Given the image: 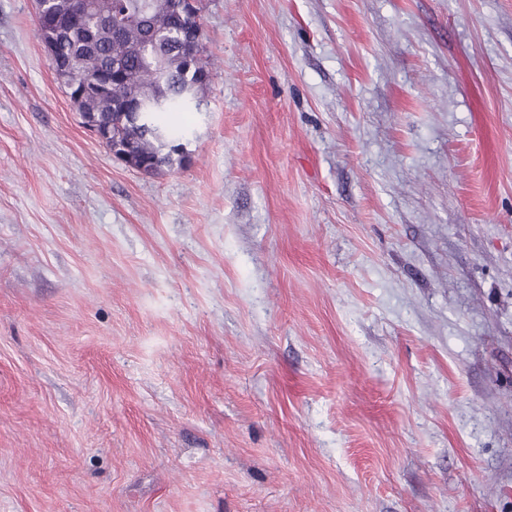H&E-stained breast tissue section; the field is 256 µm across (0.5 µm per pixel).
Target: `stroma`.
<instances>
[{
  "instance_id": "obj_1",
  "label": "stroma",
  "mask_w": 512,
  "mask_h": 512,
  "mask_svg": "<svg viewBox=\"0 0 512 512\" xmlns=\"http://www.w3.org/2000/svg\"><path fill=\"white\" fill-rule=\"evenodd\" d=\"M145 175L0 0V512H512V0H201Z\"/></svg>"
}]
</instances>
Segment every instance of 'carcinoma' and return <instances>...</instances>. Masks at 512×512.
Wrapping results in <instances>:
<instances>
[{
    "mask_svg": "<svg viewBox=\"0 0 512 512\" xmlns=\"http://www.w3.org/2000/svg\"><path fill=\"white\" fill-rule=\"evenodd\" d=\"M45 12L61 18L83 3L87 13L66 27H36L41 41L58 44L70 67V81L89 87L76 104L83 123L92 120L113 139L134 144L154 165V172L184 162L168 127L169 115L193 110L207 83L198 73L209 70L203 58L202 30L197 21L181 17L172 0H44ZM144 102L152 134L145 136L120 109L128 93Z\"/></svg>",
    "mask_w": 512,
    "mask_h": 512,
    "instance_id": "carcinoma-1",
    "label": "carcinoma"
}]
</instances>
